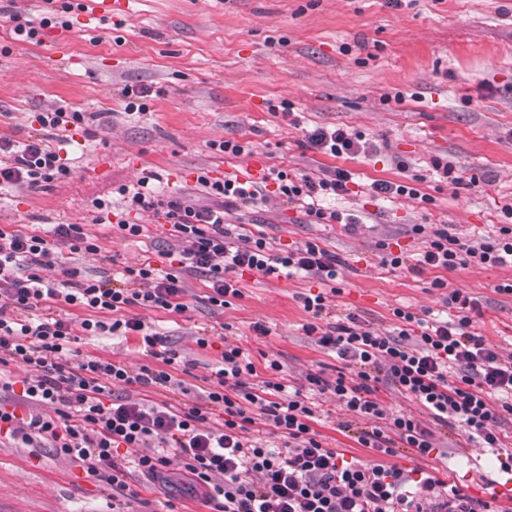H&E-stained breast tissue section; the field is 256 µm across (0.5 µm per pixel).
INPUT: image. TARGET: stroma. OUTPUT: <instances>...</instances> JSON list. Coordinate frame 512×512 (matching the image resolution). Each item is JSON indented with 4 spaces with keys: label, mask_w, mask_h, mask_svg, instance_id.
<instances>
[{
    "label": "stroma",
    "mask_w": 512,
    "mask_h": 512,
    "mask_svg": "<svg viewBox=\"0 0 512 512\" xmlns=\"http://www.w3.org/2000/svg\"><path fill=\"white\" fill-rule=\"evenodd\" d=\"M106 2L103 12H69V29H46L39 45L11 40L0 21V44L10 49L0 54V136L38 134L35 116L52 106L87 115L84 132L66 147L70 175L37 191L11 190L0 199V226L29 232L44 224L84 225L101 252L72 256L66 265L97 279L168 247L153 214L138 215L148 232L136 238L94 221L93 200H117V188L135 182L142 168L157 172L166 192L194 193L203 171L216 179L248 165L262 174L272 166L309 174L340 166L356 185L335 205L358 215L356 230L306 223L271 183L267 203L241 207L232 222L260 224L284 243L323 239L346 261L337 314L353 312L391 330L394 308L443 310L445 290L431 286L439 278L476 300L472 331L512 354V296L496 291L512 280V267L414 274L381 267L375 249L383 239L420 252L410 232L415 224L447 225L465 241L502 224L501 208L512 201V0H403L398 7L389 0ZM126 87L150 88L147 112L126 113ZM283 101L290 113L269 111V103ZM335 126L362 133L376 153L337 160L305 147L306 131ZM225 139L249 142L251 154L211 149ZM401 160L408 171L398 168ZM437 160L452 166L451 178L434 169ZM408 172L422 177L420 198L369 197L373 181H400ZM187 285L184 314L133 310L190 365L174 369L179 384L163 400L178 405L200 395L228 344L249 354L263 380L267 359H277L288 385L303 391L307 373L322 370L332 379L342 367L302 329L310 317L300 298L322 291L316 277L245 274L241 298L222 309L207 302L202 278ZM257 322L269 335L253 332ZM223 323V338L198 348L197 333ZM76 349L134 369L152 362L134 336L119 344L82 336ZM314 401L316 429L330 446L369 460L367 449L338 429L349 413L332 395ZM437 439L441 454L420 460L404 448L396 464L436 472L476 498H487L488 481L505 485L495 454L465 444L461 430ZM169 476L170 494L129 471L138 495L116 500L109 484L52 448L0 442V512H210L203 493L181 491L180 465H171Z\"/></svg>",
    "instance_id": "35a3bbf8"
}]
</instances>
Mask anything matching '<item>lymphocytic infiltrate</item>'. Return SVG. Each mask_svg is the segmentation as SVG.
Returning <instances> with one entry per match:
<instances>
[{"label":"lymphocytic infiltrate","mask_w":512,"mask_h":512,"mask_svg":"<svg viewBox=\"0 0 512 512\" xmlns=\"http://www.w3.org/2000/svg\"><path fill=\"white\" fill-rule=\"evenodd\" d=\"M44 2L47 15L37 22L10 13L16 41L41 43L55 15L73 8L71 0ZM36 120L42 135L0 138L1 192L35 191L70 173L57 145L83 126V114L58 107ZM304 138L310 149L334 158L374 150L360 133L340 127H318ZM266 177L308 223L356 226V215L323 205L326 198L349 194V170L337 167L315 177L272 168ZM157 180L149 170L136 184L118 187L122 205L116 227L125 237H138L144 227L130 220L131 212L164 219L177 244L176 261L168 266L146 259L112 277L85 279L78 269L62 266L64 252H99L83 225L50 224L31 232L0 228V438L26 446L48 443L57 456L81 463L88 475L130 498L137 492L126 481L128 468L159 482L172 459H179L192 484L205 488L213 512H507L497 496L475 499L433 473L391 462L403 448L430 458L438 449L436 430L460 426L468 441L496 453L500 470L512 476V436L500 429L512 415V356L503 357L495 344L472 331L473 298L448 291L444 302L457 314L446 320L429 321L394 308L397 325L387 333L353 312L327 322L332 298L342 293L336 285L342 258L314 239L278 247L264 231L226 220L240 206L265 202L258 183L200 174L197 183L211 195L203 203L190 194L166 193ZM501 212L504 224L472 242L450 234L444 224L413 225L422 251L396 253L383 241L380 264L415 274L512 266V204ZM58 269L64 275L60 281L52 277ZM247 272L312 275L323 282L324 292L301 298L310 316L303 329L349 371L331 380L308 374V392L331 394L354 419L370 421L354 440L371 461L346 460L328 446L314 428L317 408L308 392L289 390L276 380L277 360L266 364L270 379L251 383L255 365L238 347L222 352L198 402L177 407L113 395L116 385L150 393L168 388L169 368L178 358L159 333L129 315V308L183 314L189 308L187 279L197 274L207 279L209 305L221 308L241 297L237 277ZM60 302L86 311V318L52 316L51 308ZM81 335L138 337L162 365L133 370L121 361L77 357L74 344ZM12 364L24 368L23 377L8 374ZM384 381L427 411L432 426L412 414L388 411L378 396ZM217 410L224 414L218 423L212 420ZM259 420L268 426L267 435L252 432Z\"/></svg>","instance_id":"lymphocytic-infiltrate-1"}]
</instances>
